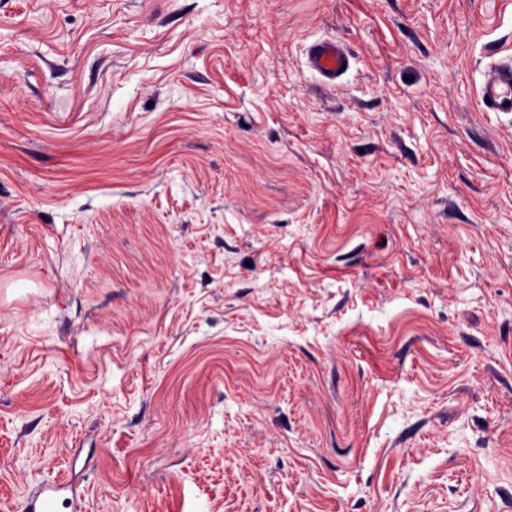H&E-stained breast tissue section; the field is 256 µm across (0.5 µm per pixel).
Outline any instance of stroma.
<instances>
[{
  "label": "stroma",
  "instance_id": "obj_1",
  "mask_svg": "<svg viewBox=\"0 0 512 512\" xmlns=\"http://www.w3.org/2000/svg\"><path fill=\"white\" fill-rule=\"evenodd\" d=\"M511 54L512 0H0V512L77 453L83 512H512ZM347 64V51L339 41L325 40L316 43L310 50L309 65L323 77L336 78ZM489 96L491 104L485 97ZM481 104L483 112H512V59L494 62L482 77Z\"/></svg>",
  "mask_w": 512,
  "mask_h": 512
}]
</instances>
